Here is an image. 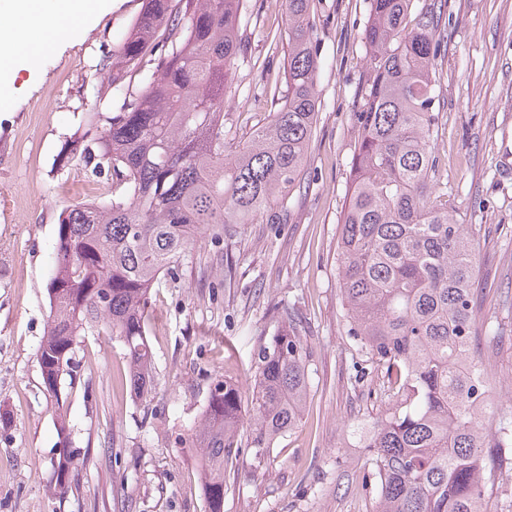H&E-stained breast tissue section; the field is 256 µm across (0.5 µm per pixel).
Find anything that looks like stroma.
Instances as JSON below:
<instances>
[{"instance_id": "stroma-1", "label": "stroma", "mask_w": 512, "mask_h": 512, "mask_svg": "<svg viewBox=\"0 0 512 512\" xmlns=\"http://www.w3.org/2000/svg\"><path fill=\"white\" fill-rule=\"evenodd\" d=\"M78 32L29 62L13 49L14 72L0 84V512H206L189 440L214 384L249 389L259 347L294 317L310 354L302 419L270 455L224 478V512H373L365 484L368 451L347 428L382 414L367 350L345 334L336 267L339 221L358 138L355 114L368 76L363 38L371 0H310L319 45L318 118L288 223L260 217L231 224L221 242L203 237L175 275L150 291L154 388L135 399L118 337L89 332L61 397L75 480L50 495L49 461L61 446L55 401L42 384L37 351L50 307L60 213L95 202L105 182L65 145L112 105V82L89 79L127 35L142 0H94ZM246 48L224 102L238 139L266 122L284 87L286 0H250ZM444 47L436 60L433 134L448 206L475 227L477 315L500 327L502 345L478 338L473 350L492 371L490 395L512 404V179L497 163L512 124V0H445Z\"/></svg>"}]
</instances>
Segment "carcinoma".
I'll list each match as a JSON object with an SVG mask.
<instances>
[{
    "label": "carcinoma",
    "mask_w": 512,
    "mask_h": 512,
    "mask_svg": "<svg viewBox=\"0 0 512 512\" xmlns=\"http://www.w3.org/2000/svg\"><path fill=\"white\" fill-rule=\"evenodd\" d=\"M442 0H372L365 29L369 76L356 113L359 137L340 220L337 270L346 333L376 364L385 412L364 435L376 483L375 512H512L501 477L512 470V410L489 397L487 365L471 348L479 333L472 225L431 200L440 156L435 67ZM286 84L278 107L248 139L224 126L244 46L247 0H142L130 35L102 58L112 72V111L96 112L99 137L69 150L92 175L110 177L102 203L77 205L58 224L49 283L50 315L37 359L45 390L58 397L73 371L77 338L119 337L129 384L151 390L145 308L199 237L223 239L228 224L270 214L288 223L287 197L301 183L317 119L320 55L309 0H288ZM166 37L155 38L158 28ZM138 78L139 89L125 82ZM309 353L284 318L260 346L252 392L219 381L191 434L208 512H224V474L298 424ZM63 450L50 461L55 495L74 481L76 449L66 418Z\"/></svg>",
    "instance_id": "obj_1"
}]
</instances>
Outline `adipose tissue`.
Listing matches in <instances>:
<instances>
[{
	"label": "adipose tissue",
	"instance_id": "1",
	"mask_svg": "<svg viewBox=\"0 0 512 512\" xmlns=\"http://www.w3.org/2000/svg\"><path fill=\"white\" fill-rule=\"evenodd\" d=\"M90 8V0H9L0 11V73L9 74V54L20 44L25 29L36 15L51 12L55 23L40 42L29 48L28 53L34 58L55 45L61 35L75 33Z\"/></svg>",
	"mask_w": 512,
	"mask_h": 512
}]
</instances>
